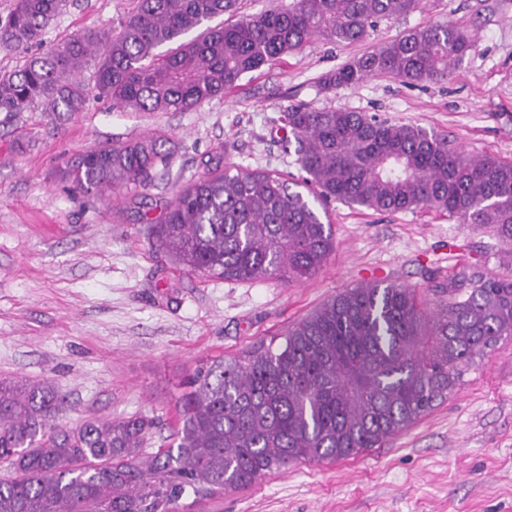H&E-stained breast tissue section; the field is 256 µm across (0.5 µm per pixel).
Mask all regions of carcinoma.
<instances>
[{"instance_id": "1", "label": "carcinoma", "mask_w": 512, "mask_h": 512, "mask_svg": "<svg viewBox=\"0 0 512 512\" xmlns=\"http://www.w3.org/2000/svg\"><path fill=\"white\" fill-rule=\"evenodd\" d=\"M420 0H293L236 17L238 0H136L112 32H93L0 75V112L42 104L77 112L89 96L119 111L187 112L236 88L316 38L355 43ZM65 0H14L0 46L41 40ZM228 15L230 22L208 25ZM195 31L197 35L187 38ZM474 48L461 27L407 31L323 78L446 81ZM93 85L78 80L89 61ZM301 175L232 170L220 157L180 191L152 239L178 265L235 282L308 279L335 250L321 212L333 202L375 212L428 209L512 243V161L474 157L448 137L345 108L290 106L281 115ZM151 137L85 151L80 192L148 187L170 155ZM368 280L288 326L278 346L202 362L177 401L171 442L146 452L143 415L57 419L67 395L47 382L0 380V512H179L221 499L291 462L339 460L380 448L442 403L503 336H512V274L466 265L432 286Z\"/></svg>"}]
</instances>
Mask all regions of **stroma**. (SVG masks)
I'll list each match as a JSON object with an SVG mask.
<instances>
[{
    "mask_svg": "<svg viewBox=\"0 0 512 512\" xmlns=\"http://www.w3.org/2000/svg\"><path fill=\"white\" fill-rule=\"evenodd\" d=\"M133 0H68L44 47L118 26ZM462 25L475 48L445 82L370 77L323 89L320 79L403 32ZM291 105L342 107L448 135L473 155L512 159V0H422L360 43L315 39L240 87L188 112H122L89 98L77 112L36 106L0 115V379L47 380L66 392L67 418L146 415L157 451L179 422L177 399L202 361L281 343L332 294L380 279L418 287L459 262L492 274L512 257L488 229L433 211L381 213L333 203L336 248L299 281L236 283L192 273L153 244L176 194L207 160L296 172L278 117ZM153 136L171 155L148 188L73 191L83 151ZM182 512H512V336L478 360L460 389L383 447L291 463L215 502Z\"/></svg>",
    "mask_w": 512,
    "mask_h": 512,
    "instance_id": "obj_1",
    "label": "stroma"
}]
</instances>
